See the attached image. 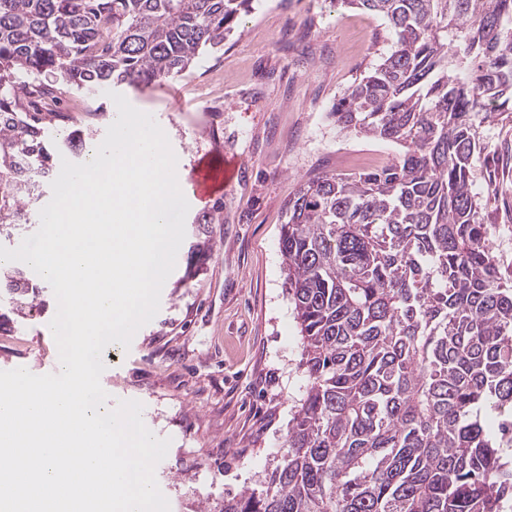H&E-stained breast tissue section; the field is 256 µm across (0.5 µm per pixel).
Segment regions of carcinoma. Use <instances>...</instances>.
Returning a JSON list of instances; mask_svg holds the SVG:
<instances>
[{
	"label": "carcinoma",
	"instance_id": "1",
	"mask_svg": "<svg viewBox=\"0 0 512 512\" xmlns=\"http://www.w3.org/2000/svg\"><path fill=\"white\" fill-rule=\"evenodd\" d=\"M254 0H0V238L33 216L66 145L33 113L53 90L147 87L224 46ZM382 17L389 51L332 108L402 150L325 174L288 200L280 251L306 396L286 451L221 512L512 509V279L479 219L481 124L512 112V0H341ZM17 315L41 307L30 267H0Z\"/></svg>",
	"mask_w": 512,
	"mask_h": 512
}]
</instances>
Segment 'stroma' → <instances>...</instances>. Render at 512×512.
Returning a JSON list of instances; mask_svg holds the SVG:
<instances>
[{"label": "stroma", "mask_w": 512, "mask_h": 512, "mask_svg": "<svg viewBox=\"0 0 512 512\" xmlns=\"http://www.w3.org/2000/svg\"><path fill=\"white\" fill-rule=\"evenodd\" d=\"M390 44L384 19L338 0H255L237 32L189 73L118 89L163 129L184 180L200 154L234 162L222 193L187 195L186 236L156 316L130 347L114 343L103 354L108 407L140 401L146 426L170 441L155 470L170 512H220L285 451L308 384L279 248L285 206L310 177L371 170L396 156L395 144L342 131L330 116ZM482 130L490 148L475 188L494 189L483 216L512 227V115ZM216 209L220 223L197 226ZM203 238L212 250L185 280L190 247ZM43 297L46 310L5 327L0 370L57 367L52 289Z\"/></svg>", "instance_id": "obj_1"}]
</instances>
